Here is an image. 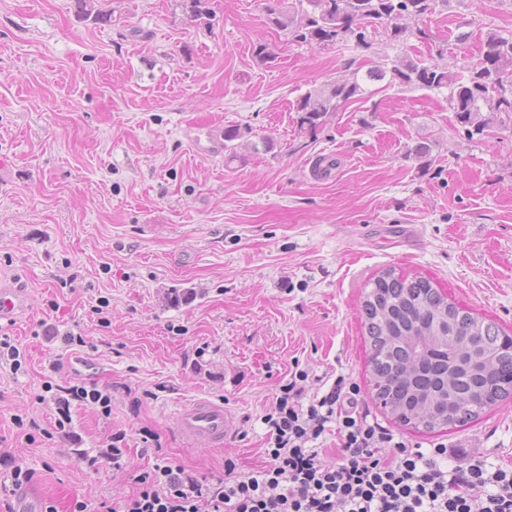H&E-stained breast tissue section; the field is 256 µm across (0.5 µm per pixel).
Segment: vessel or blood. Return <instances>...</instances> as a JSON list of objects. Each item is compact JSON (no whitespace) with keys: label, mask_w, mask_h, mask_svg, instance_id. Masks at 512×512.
I'll list each match as a JSON object with an SVG mask.
<instances>
[{"label":"vessel or blood","mask_w":512,"mask_h":512,"mask_svg":"<svg viewBox=\"0 0 512 512\" xmlns=\"http://www.w3.org/2000/svg\"><path fill=\"white\" fill-rule=\"evenodd\" d=\"M25 299L20 291L0 286V320L22 310ZM231 414L223 402L202 397L184 404L175 412L177 432L194 445L220 447L230 437Z\"/></svg>","instance_id":"obj_1"}]
</instances>
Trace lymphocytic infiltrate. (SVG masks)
<instances>
[{
    "mask_svg": "<svg viewBox=\"0 0 512 512\" xmlns=\"http://www.w3.org/2000/svg\"><path fill=\"white\" fill-rule=\"evenodd\" d=\"M307 378L292 371L263 418V467L208 485L159 463L108 512H512L511 467L457 445L411 447L371 418L345 376L309 400ZM331 430L341 454L334 464L320 445Z\"/></svg>",
    "mask_w": 512,
    "mask_h": 512,
    "instance_id": "obj_1",
    "label": "lymphocytic infiltrate"
}]
</instances>
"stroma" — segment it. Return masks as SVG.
<instances>
[{"instance_id": "stroma-1", "label": "stroma", "mask_w": 512, "mask_h": 512, "mask_svg": "<svg viewBox=\"0 0 512 512\" xmlns=\"http://www.w3.org/2000/svg\"><path fill=\"white\" fill-rule=\"evenodd\" d=\"M93 2L111 24L74 0H0V284L28 298L0 322L22 361L0 365V477L32 469L31 512L127 498L157 447L209 481L229 460L239 474L263 466L262 419L294 365L307 396L345 375L408 442L512 466V400L435 433L395 421L372 396L361 335L365 285L393 269L512 336V121L471 139L447 93L384 80L316 130L296 112L311 87L398 51L467 71L487 33L512 34V0H436L422 36L395 47L379 34L367 51L292 41L268 0H210L206 24L180 0ZM262 45L275 62L257 60ZM231 127L272 150L245 145L225 164ZM325 156L328 179L310 172ZM173 290L189 300L168 305ZM77 383L112 412L75 402L57 429L55 392ZM202 396L232 415L223 447L172 424ZM119 431L129 463L88 465Z\"/></svg>"}]
</instances>
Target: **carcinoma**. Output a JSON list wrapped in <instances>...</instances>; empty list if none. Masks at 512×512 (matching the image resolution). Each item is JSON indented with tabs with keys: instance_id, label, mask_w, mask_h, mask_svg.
I'll return each instance as SVG.
<instances>
[{
	"instance_id": "obj_1",
	"label": "carcinoma",
	"mask_w": 512,
	"mask_h": 512,
	"mask_svg": "<svg viewBox=\"0 0 512 512\" xmlns=\"http://www.w3.org/2000/svg\"><path fill=\"white\" fill-rule=\"evenodd\" d=\"M434 0H298L289 5L285 0H269L268 20L271 25L292 34L296 41L308 45L328 46L350 35L356 46L371 48L369 32L385 26L386 34L395 43H402L414 34V25L431 13ZM79 12L93 18L96 24H111L112 14L94 9L92 0H75ZM182 8L191 18L204 19L210 15L208 0H182ZM391 76V82L405 89H429L448 92V107L457 122L467 128L469 138L484 133L496 119L506 121L512 115V37L489 33L484 40L483 55L478 64L463 76L439 59L426 63L419 58L397 55L387 59L383 68L366 73L368 80L379 81ZM365 93L359 72L308 90L297 104L299 127L314 130L326 117L340 111L348 102ZM247 128L224 130V160L240 159L235 141L250 139ZM367 286L379 288L390 304V310H378L371 304L372 292L363 302L364 334L367 336L372 380L377 396L384 402L411 404L410 392L416 387H429L436 380L429 371L417 368V349L404 340L406 336H422L429 330L426 313L446 314L448 331L456 332L459 349L468 341H477L497 355L500 373L512 372V349L502 344L504 335L491 321L475 316L470 309L448 298L434 281L409 276L387 269ZM448 385L459 402L453 416H423L416 427L433 433L463 425L477 419L483 411L467 402L466 397L475 382L463 374H454ZM512 398V377L494 388L488 406Z\"/></svg>"
}]
</instances>
